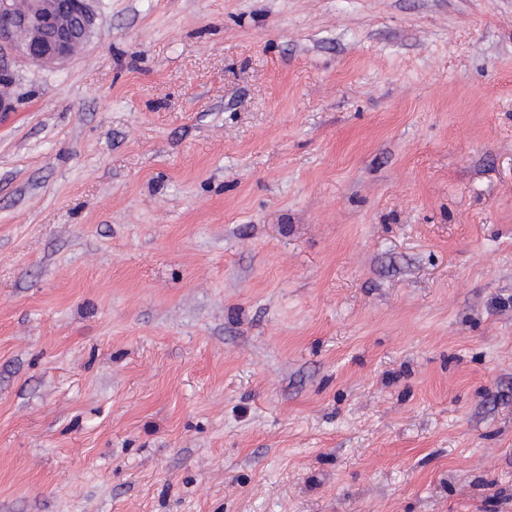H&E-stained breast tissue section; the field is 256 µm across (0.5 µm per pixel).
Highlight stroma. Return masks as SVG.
I'll use <instances>...</instances> for the list:
<instances>
[{
    "label": "stroma",
    "instance_id": "obj_1",
    "mask_svg": "<svg viewBox=\"0 0 512 512\" xmlns=\"http://www.w3.org/2000/svg\"><path fill=\"white\" fill-rule=\"evenodd\" d=\"M0 115V512H512V0H94Z\"/></svg>",
    "mask_w": 512,
    "mask_h": 512
}]
</instances>
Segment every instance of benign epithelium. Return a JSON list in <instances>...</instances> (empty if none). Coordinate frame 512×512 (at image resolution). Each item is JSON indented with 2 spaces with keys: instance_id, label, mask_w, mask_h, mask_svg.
Returning <instances> with one entry per match:
<instances>
[{
  "instance_id": "benign-epithelium-1",
  "label": "benign epithelium",
  "mask_w": 512,
  "mask_h": 512,
  "mask_svg": "<svg viewBox=\"0 0 512 512\" xmlns=\"http://www.w3.org/2000/svg\"><path fill=\"white\" fill-rule=\"evenodd\" d=\"M91 0H0V87L17 59L53 66L76 51L94 25Z\"/></svg>"
}]
</instances>
